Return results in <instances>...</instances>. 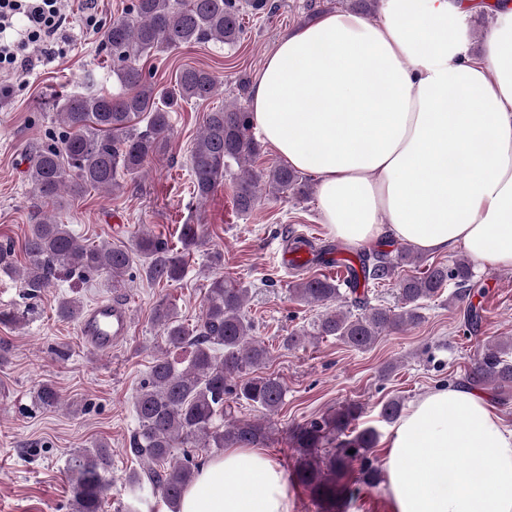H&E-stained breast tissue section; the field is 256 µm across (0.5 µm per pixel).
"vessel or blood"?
<instances>
[{"label":"vessel or blood","mask_w":512,"mask_h":512,"mask_svg":"<svg viewBox=\"0 0 512 512\" xmlns=\"http://www.w3.org/2000/svg\"><path fill=\"white\" fill-rule=\"evenodd\" d=\"M131 330L130 314L125 304L112 300L89 306L79 322L83 343L92 350L106 352L126 339Z\"/></svg>","instance_id":"vessel-or-blood-1"}]
</instances>
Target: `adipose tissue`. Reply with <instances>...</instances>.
I'll return each mask as SVG.
<instances>
[{"instance_id": "ef3b65f1", "label": "adipose tissue", "mask_w": 512, "mask_h": 512, "mask_svg": "<svg viewBox=\"0 0 512 512\" xmlns=\"http://www.w3.org/2000/svg\"><path fill=\"white\" fill-rule=\"evenodd\" d=\"M476 2L381 0L377 23L336 10L268 57L252 121L316 177L338 240L461 248L475 268H512V0H492L477 56ZM385 477L396 512H512V428L479 393L436 388L397 422ZM179 512H290L286 474L262 449H225Z\"/></svg>"}]
</instances>
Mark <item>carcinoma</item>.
Instances as JSON below:
<instances>
[{
	"instance_id": "carcinoma-1",
	"label": "carcinoma",
	"mask_w": 512,
	"mask_h": 512,
	"mask_svg": "<svg viewBox=\"0 0 512 512\" xmlns=\"http://www.w3.org/2000/svg\"><path fill=\"white\" fill-rule=\"evenodd\" d=\"M241 10L239 0H132L125 15L102 34L119 92L92 89L55 102L62 132L53 143L36 150L26 170L37 203L55 204L65 195L75 200L91 190L112 194L136 180L145 163L166 149L173 134L172 113L189 102L206 101L218 90L213 73L192 66L176 70L174 80L160 88L144 71L142 61L209 42L235 46L242 34ZM252 129L249 112L236 102L206 113L189 159L193 194L199 200L207 199L234 166L239 173L232 199L240 214L255 210L263 186L275 198L306 194V178L285 164L253 168L260 145ZM205 233L202 224H184L179 249L148 232L137 234L132 247L120 248L108 242L87 244L69 225L46 216L29 225L22 244L23 266H18L13 243H0V272L17 277L30 295L49 287L63 272L104 273L117 287L136 262L146 281L173 282L184 276L187 257L203 244ZM289 241V252L307 247L313 255L291 263L297 271L314 262H329L328 255L335 251L331 244L317 248L299 235ZM358 259L360 269L346 266L342 280L310 274L289 286L293 298L322 308V314L309 327L284 337V347L296 349L334 337L365 351L380 337L419 323L423 302L440 296L448 285L454 286L458 300L470 297L476 286L466 260L432 263L420 275L399 281L395 306H375L358 291L359 278L376 284L390 281L400 265L411 260V252L365 251ZM249 300L247 285L216 277L194 324L178 319L171 303L160 301L154 307L151 320L160 328L164 347L134 399L138 428L130 436L129 452L146 466L125 478L133 499L124 506L125 512H138L147 486L177 512L198 464L177 460L175 449L259 448L271 437L265 425L236 417V409L244 405L273 414L288 393L283 379L262 372L268 349L254 335L255 325L245 313ZM81 310L75 298L58 302V314L65 320L78 319ZM511 347L512 341L482 345L468 367V384L511 386L512 363L504 359ZM35 402L43 409L61 405L50 385L37 390ZM362 413L360 404L347 402L288 431L289 443L299 453L292 478L322 510L333 509L381 481L373 456L379 433L371 427L355 431ZM326 444L333 445V451L322 457L318 451ZM107 460L103 443L72 455L79 512H100L112 491V482L104 475Z\"/></svg>"
}]
</instances>
